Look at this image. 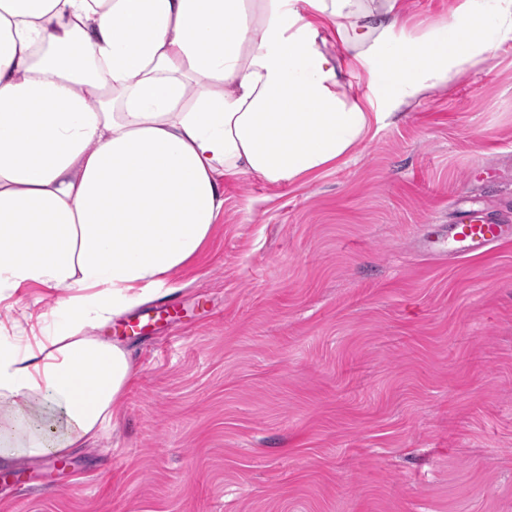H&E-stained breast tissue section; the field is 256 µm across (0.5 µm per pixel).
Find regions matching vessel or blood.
<instances>
[{"label":"vessel or blood","mask_w":512,"mask_h":512,"mask_svg":"<svg viewBox=\"0 0 512 512\" xmlns=\"http://www.w3.org/2000/svg\"><path fill=\"white\" fill-rule=\"evenodd\" d=\"M448 255L470 258L488 253L496 246L512 241V225L488 221L472 209L460 210L454 224L446 229Z\"/></svg>","instance_id":"1"}]
</instances>
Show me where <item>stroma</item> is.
I'll return each mask as SVG.
<instances>
[{"label":"stroma","mask_w":512,"mask_h":512,"mask_svg":"<svg viewBox=\"0 0 512 512\" xmlns=\"http://www.w3.org/2000/svg\"><path fill=\"white\" fill-rule=\"evenodd\" d=\"M461 203L512 224V41L345 163L226 181L167 293L90 330L134 354L117 418L0 512H512V243L419 242Z\"/></svg>","instance_id":"stroma-1"}]
</instances>
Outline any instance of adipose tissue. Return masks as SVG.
Listing matches in <instances>:
<instances>
[{"label": "adipose tissue", "instance_id": "ef3b65f1", "mask_svg": "<svg viewBox=\"0 0 512 512\" xmlns=\"http://www.w3.org/2000/svg\"><path fill=\"white\" fill-rule=\"evenodd\" d=\"M510 39L512 0L420 34L400 0H0V301L67 290L0 341V463L108 426L135 370L84 330L201 253L225 180L316 175Z\"/></svg>", "mask_w": 512, "mask_h": 512}]
</instances>
